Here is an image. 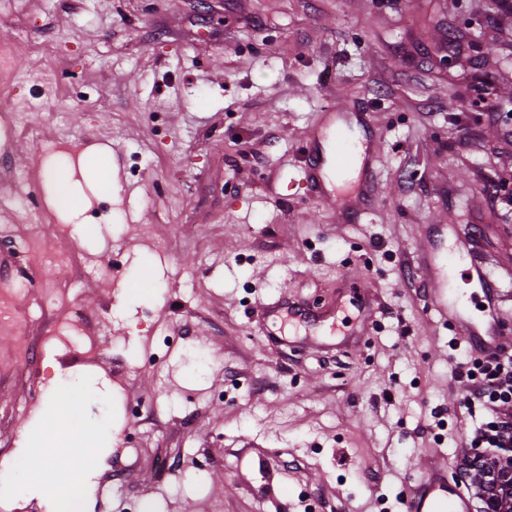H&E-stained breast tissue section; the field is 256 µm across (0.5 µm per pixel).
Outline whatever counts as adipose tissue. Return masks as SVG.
I'll list each match as a JSON object with an SVG mask.
<instances>
[{
  "label": "adipose tissue",
  "instance_id": "obj_1",
  "mask_svg": "<svg viewBox=\"0 0 512 512\" xmlns=\"http://www.w3.org/2000/svg\"><path fill=\"white\" fill-rule=\"evenodd\" d=\"M91 386L87 377L72 379L56 385L41 410L38 429L32 430L29 454L16 463V475L9 488L25 496L53 487L58 491L61 512H84L85 500L81 487L56 464L58 457L94 460L104 448L110 447L112 436L107 426L86 431L74 426L78 419V404Z\"/></svg>",
  "mask_w": 512,
  "mask_h": 512
}]
</instances>
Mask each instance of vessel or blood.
Here are the masks:
<instances>
[{
    "label": "vessel or blood",
    "mask_w": 512,
    "mask_h": 512,
    "mask_svg": "<svg viewBox=\"0 0 512 512\" xmlns=\"http://www.w3.org/2000/svg\"><path fill=\"white\" fill-rule=\"evenodd\" d=\"M375 148V143L353 139L338 130L336 115L332 112L325 113L319 133L307 139L303 164L306 187L317 200L337 204L343 222L360 223L365 208L338 193L329 175L354 166L359 170L363 187H370L375 179ZM462 263L467 266L469 279L478 282L487 299L486 324L481 328L464 318L460 297L448 290L449 269ZM424 277L429 303L441 320L452 322L457 337L479 352H496L502 341V310L496 301L499 290L484 268L474 262L465 263L463 250L457 249L436 256L433 263L426 267ZM448 467L445 461L425 466L405 492L406 512H474L472 499L466 495L462 484L449 479Z\"/></svg>",
    "instance_id": "b4317fda"
}]
</instances>
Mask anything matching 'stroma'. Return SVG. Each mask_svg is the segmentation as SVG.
<instances>
[{"instance_id":"1","label":"stroma","mask_w":512,"mask_h":512,"mask_svg":"<svg viewBox=\"0 0 512 512\" xmlns=\"http://www.w3.org/2000/svg\"><path fill=\"white\" fill-rule=\"evenodd\" d=\"M499 2L0 0V99L37 126L0 141V195L21 173L53 198V140L85 201L74 219L0 209V288L28 283L27 335L76 308L101 352L24 363L0 323V471L77 368L97 377L81 421L112 428L86 512H404L425 461L458 479L476 454L459 445L469 384L420 249L430 225L473 227L512 337V219L486 192L512 191ZM337 106L379 142L360 224L299 184L301 146ZM92 147L113 186L85 180ZM284 300L324 324L285 325ZM363 305L378 327L344 343L333 318Z\"/></svg>"}]
</instances>
